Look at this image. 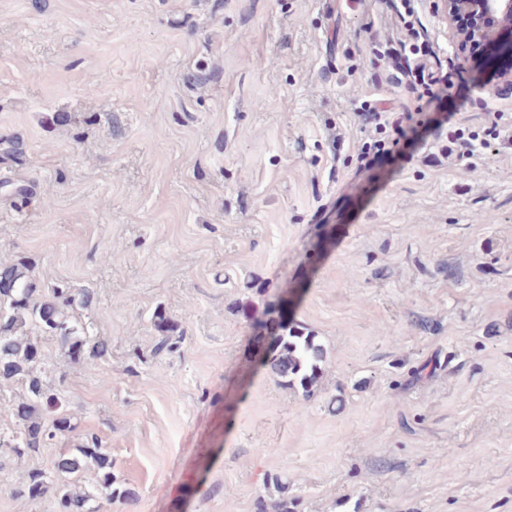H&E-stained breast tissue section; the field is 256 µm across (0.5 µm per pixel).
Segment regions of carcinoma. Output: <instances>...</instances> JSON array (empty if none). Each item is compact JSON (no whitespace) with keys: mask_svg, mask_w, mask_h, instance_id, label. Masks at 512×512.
Segmentation results:
<instances>
[{"mask_svg":"<svg viewBox=\"0 0 512 512\" xmlns=\"http://www.w3.org/2000/svg\"><path fill=\"white\" fill-rule=\"evenodd\" d=\"M73 296L65 288H56L46 296L36 288L25 266L11 265L0 269V377L10 380L20 377L27 385L26 394L15 404L14 415L23 430L7 440V447L22 456L34 451L56 433L71 429L69 419L63 418L47 428L40 422L44 410L57 407L56 397L43 384L37 336L56 339L62 355L77 360L85 349L101 356L106 345L86 334L80 322L71 315ZM265 319L255 320L261 327L273 325V334L262 361L267 372L287 385H297L305 397L313 395L323 375L326 360L324 346L316 336L288 318V310L272 306L263 312ZM160 336L159 351L178 350V342L170 333L175 323L165 315L156 314ZM93 466L101 474V482L112 485V458L97 442L82 445L75 453L62 457L57 465L54 481L61 512H76L91 500L90 492L79 486L78 477L84 469ZM279 496L260 504L259 512H295L296 503H288V486L279 476L271 477ZM49 489V482L40 472L30 475L29 481L16 489V495L36 500Z\"/></svg>","mask_w":512,"mask_h":512,"instance_id":"obj_1","label":"carcinoma"}]
</instances>
